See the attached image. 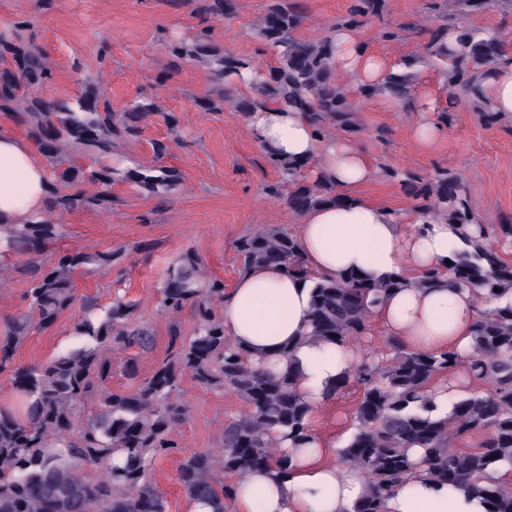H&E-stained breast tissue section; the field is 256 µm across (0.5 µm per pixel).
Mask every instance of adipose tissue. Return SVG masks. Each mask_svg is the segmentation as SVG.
Segmentation results:
<instances>
[{
    "instance_id": "adipose-tissue-1",
    "label": "adipose tissue",
    "mask_w": 512,
    "mask_h": 512,
    "mask_svg": "<svg viewBox=\"0 0 512 512\" xmlns=\"http://www.w3.org/2000/svg\"><path fill=\"white\" fill-rule=\"evenodd\" d=\"M336 69L361 84L382 83L391 65L366 50L355 30H337ZM479 99L502 118H512V56L482 80ZM254 140L281 157L316 163L336 185L341 203L304 213L294 235L310 278L282 267L244 271L220 302L224 334L255 366L293 369L297 390L313 406L361 359L355 347L308 337L311 290L316 278L359 273L370 278L418 276L447 271L448 261L467 250L456 225L414 214L402 216L366 199L361 187L375 174L372 158L343 138L319 136L305 113L270 105L249 119ZM49 192L47 171L29 142L0 126V221L20 224L42 212ZM478 296L439 281L407 287L385 299L374 316L387 335L415 352L469 351ZM233 512H351L365 492L364 478L336 456L321 437L294 453L287 475L260 469L233 479ZM385 512H485L483 502L460 487L439 486L416 472L396 486Z\"/></svg>"
}]
</instances>
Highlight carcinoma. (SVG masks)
I'll return each mask as SVG.
<instances>
[{"label":"carcinoma","instance_id":"obj_1","mask_svg":"<svg viewBox=\"0 0 512 512\" xmlns=\"http://www.w3.org/2000/svg\"><path fill=\"white\" fill-rule=\"evenodd\" d=\"M234 0H205L203 20L234 14ZM388 11V0H355L338 27L358 30ZM304 14L301 0H273L257 34L275 55V64L260 68L250 56L221 52L207 41L203 27L192 42L172 45L175 61L206 65L217 81L248 82L251 95L235 98L248 117L269 104L307 113L326 138L349 137L360 131L355 99L389 95L403 106L415 103L413 80L403 70L391 71L380 84L347 86L336 72L335 40L301 39L296 32ZM448 15L439 12L420 29L425 56L448 75L451 96L476 98L475 88L504 57L498 29L463 27L456 46H448ZM54 81L45 55L26 40L20 25L0 29V116L22 127L50 170L45 210L23 224L0 223L1 256H25L20 264H0V276L28 279V311L12 318L0 336V372L12 370L19 411L0 410V512H166V500L148 481L157 456L177 451L173 433L185 407L173 399L184 372L204 388L230 390L247 405L244 414L224 424L220 459L197 453L179 466L178 481L186 499L231 512L233 486L221 481L266 468L281 476L292 454L278 449L273 431L290 447L310 443L311 404L297 391L292 372L273 374L254 368L247 354L224 336L216 305L224 282L203 273L195 253L187 251L168 266L159 288V306L174 314L194 308L197 326L184 340L177 326L170 331L175 359L160 364L151 376L125 391L102 393L103 409L71 436L79 405L98 391L97 380L108 377L105 349L146 348L150 331L137 324L130 302L121 297L108 306L84 307L71 328L78 343L47 361L12 367L16 347L29 335L54 327L59 315L75 303V275L112 267L120 253L66 251L47 264L43 253L64 235L53 221L55 212L112 209V187L128 183L152 196L169 195L180 185V172L163 164L169 142L151 143L155 165L144 169L118 167V148L140 139L144 121L158 114L153 98L139 95L118 112L96 86L77 82L72 94L41 97ZM233 84L216 97L201 99L211 112L224 109ZM80 153L89 164L78 165ZM266 156L278 180L268 194L301 214L342 197L327 179H307V164L293 158ZM413 199L412 211L439 216L460 230L472 226L474 212L460 174L439 170L421 175L386 169ZM479 235L466 237L471 249L448 269V287L479 288L482 308L471 350L420 353L390 339L391 352L366 359L338 379L327 392L335 396L349 381L363 386L355 411L354 431L338 455L366 479V492L352 512H384L391 489L421 468L433 481L464 487L488 505L486 512H512V487L486 484L491 469L512 468V305L495 303L499 289L512 288V262L501 258L489 241L512 238V224H479ZM236 250L243 269L278 265L290 274L309 275L296 237L284 226L262 227L240 237ZM408 283L400 276L375 280L350 273L316 283L310 304V335L341 345L362 341L371 332L374 309L395 289ZM465 369L469 385L448 413L434 414L433 386ZM486 433L479 447L454 443ZM100 466L104 475L89 481L86 467Z\"/></svg>","mask_w":512,"mask_h":512}]
</instances>
